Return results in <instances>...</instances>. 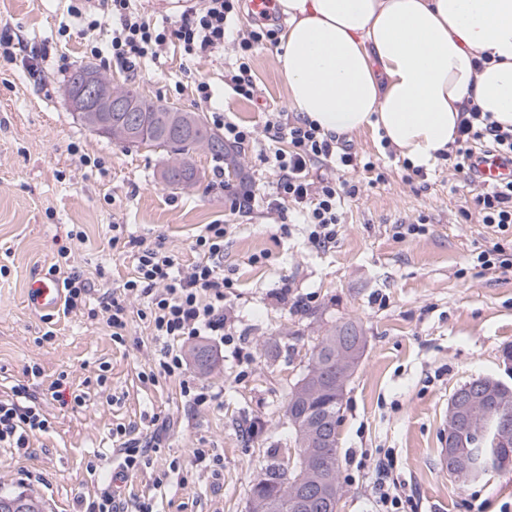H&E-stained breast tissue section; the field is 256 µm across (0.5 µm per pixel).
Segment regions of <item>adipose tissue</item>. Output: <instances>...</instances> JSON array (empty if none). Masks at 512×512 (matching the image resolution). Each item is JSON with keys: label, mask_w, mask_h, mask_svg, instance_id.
Returning <instances> with one entry per match:
<instances>
[{"label": "adipose tissue", "mask_w": 512, "mask_h": 512, "mask_svg": "<svg viewBox=\"0 0 512 512\" xmlns=\"http://www.w3.org/2000/svg\"><path fill=\"white\" fill-rule=\"evenodd\" d=\"M292 112L322 132L372 128L427 166L463 112L512 128V0H277Z\"/></svg>", "instance_id": "obj_1"}]
</instances>
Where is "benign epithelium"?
I'll return each instance as SVG.
<instances>
[{
	"mask_svg": "<svg viewBox=\"0 0 512 512\" xmlns=\"http://www.w3.org/2000/svg\"><path fill=\"white\" fill-rule=\"evenodd\" d=\"M67 99L73 111L81 115L95 131L115 138L135 139L143 119L141 109L135 102L112 93L95 69H89L82 75V84L78 91L66 90ZM364 337L357 336L348 340L336 341V364L343 365L352 357L361 353ZM477 389L459 391L450 400L448 421L445 433L451 444L472 445L485 449L486 455L502 464L512 466V456L505 460L498 459V452L512 445V419L504 414L498 404L496 394L482 385ZM332 417L316 409L305 412L298 419L297 444L300 448H329ZM283 487L298 493L303 502L311 506L328 495L324 482L310 478V474L296 473L287 480Z\"/></svg>",
	"mask_w": 512,
	"mask_h": 512,
	"instance_id": "obj_1",
	"label": "benign epithelium"
}]
</instances>
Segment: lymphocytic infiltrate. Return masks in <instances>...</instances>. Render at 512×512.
Listing matches in <instances>:
<instances>
[{"label": "lymphocytic infiltrate", "instance_id": "1", "mask_svg": "<svg viewBox=\"0 0 512 512\" xmlns=\"http://www.w3.org/2000/svg\"><path fill=\"white\" fill-rule=\"evenodd\" d=\"M240 0H197L171 17L168 25L157 27L134 11L131 0H70L68 13L73 25L88 40L91 56L100 55L98 33L108 30V48L115 64L125 71H135L140 61L157 56L164 45L175 41L189 57L222 52L228 38H235L239 55L238 67L229 81L233 91L244 98L254 95L250 76V59L256 45L274 40L275 31L262 25L245 35L235 36L232 22ZM270 140H284L287 150H276L271 158L278 174L277 197L287 201L304 216L310 226L308 239L318 248L334 243L342 222V197L356 196L358 185L326 173L313 174L314 165L335 159L340 167H363L374 172L372 163L358 164L356 154L339 147L335 136L322 133L312 122L288 120L284 113H274L266 122ZM491 157L512 163V130L499 127L490 113L470 108L458 125L455 146L447 159L452 169L461 174L464 184L475 182L479 157ZM479 215L483 224L499 236L491 248L477 253L479 267L494 272H512V182L489 187L477 193L473 205L461 208L462 219ZM227 228L208 224L192 244L196 255L187 268H179L173 255L162 242L133 238L137 249V264L132 276L119 291L105 295L100 312L114 343L124 341L129 324L131 301L146 299L142 319L147 320L153 336L164 346L156 360L158 373L178 379L184 397L194 406L205 404L209 394L185 377L182 345L200 336H224V291L233 281L225 277L224 238ZM64 293L63 314L85 306L91 283L84 273L71 263V249L63 246L57 260L49 268ZM65 378H57L48 392L37 393L29 385L19 384L10 394L0 397V447L28 450L31 436L48 432L50 422L44 405L47 401H63ZM120 442L117 478L148 464L151 452L159 448L157 438L147 441L129 437L125 428L113 429ZM379 478L372 493L381 512H406L414 496L405 483L390 480L385 462H378Z\"/></svg>", "mask_w": 512, "mask_h": 512}]
</instances>
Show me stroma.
<instances>
[{
	"mask_svg": "<svg viewBox=\"0 0 512 512\" xmlns=\"http://www.w3.org/2000/svg\"><path fill=\"white\" fill-rule=\"evenodd\" d=\"M68 0H0V33L43 53L41 69L22 58L0 57V395L18 383L47 390L67 373L82 406L45 405L49 432L30 438L27 454L0 447V495L24 492L45 512H77L99 494L112 430L161 438L147 468L118 483L121 498L152 500L158 512H246L254 479L268 454L295 455L284 404L321 336L346 322L366 339L348 382L338 419L337 512H375L372 467L353 456L390 451L395 471L416 487L417 512H512V469L463 485L439 465L438 450L452 393L473 378L504 376L502 353L512 346V273H491L473 261L496 237L478 217L461 220L471 192L447 161L428 167L426 180L406 182L404 161L371 129L343 136L383 181L353 172L360 191L341 202L343 224L325 249L308 242L310 228L290 206L269 208L276 173L262 161L272 146L266 115L289 109L280 49L267 44L250 62L253 99L224 83L236 49L185 61L178 43L145 60L132 75L104 59L100 72L113 86L135 85L154 102L200 114L216 111L249 126L254 140L234 158L198 148L189 158L196 180L167 185L162 173L176 160L166 151L132 146L89 129L65 97L63 78L87 61L79 31L58 34ZM206 80L212 99H198ZM255 178L259 192L249 214L231 210L225 185ZM427 217L421 235L398 237L397 223ZM131 237L160 238L181 265L195 259L191 242L205 224H224V296L220 345L201 336L184 355L208 347L211 369L189 364L187 379L211 399L186 405L179 382L144 383L163 341L137 311L124 343H114L102 318L31 309L30 285L45 277L70 232L75 266L94 283L89 307L135 267L131 245H113V225ZM51 342H42L46 331ZM40 367L32 378L31 367ZM211 448L219 465H190L193 449Z\"/></svg>",
	"mask_w": 512,
	"mask_h": 512,
	"instance_id": "stroma-1",
	"label": "stroma"
}]
</instances>
